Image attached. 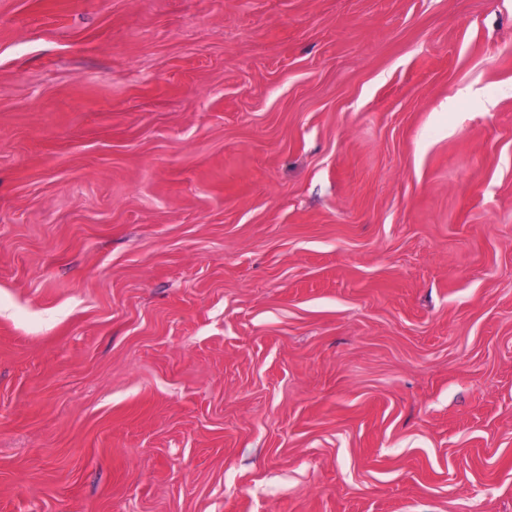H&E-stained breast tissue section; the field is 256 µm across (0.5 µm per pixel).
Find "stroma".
<instances>
[{"mask_svg":"<svg viewBox=\"0 0 512 512\" xmlns=\"http://www.w3.org/2000/svg\"><path fill=\"white\" fill-rule=\"evenodd\" d=\"M0 512H512V0H0Z\"/></svg>","mask_w":512,"mask_h":512,"instance_id":"1","label":"stroma"}]
</instances>
